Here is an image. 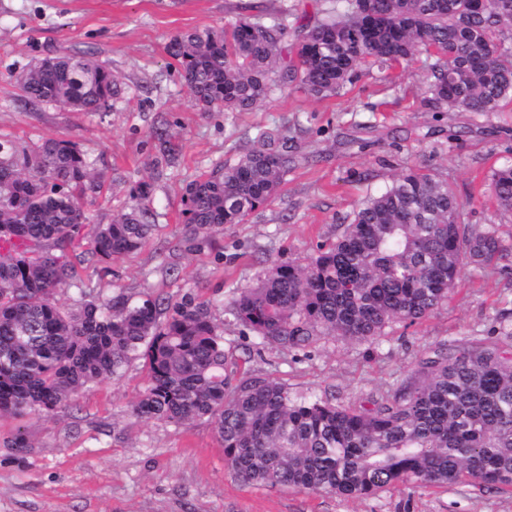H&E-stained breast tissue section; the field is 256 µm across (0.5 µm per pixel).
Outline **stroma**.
I'll return each instance as SVG.
<instances>
[{
    "mask_svg": "<svg viewBox=\"0 0 512 512\" xmlns=\"http://www.w3.org/2000/svg\"><path fill=\"white\" fill-rule=\"evenodd\" d=\"M248 0H0V141L35 148L67 140L101 183L87 200L83 234L123 213L143 182L153 185L156 229L137 253L87 259L81 279L105 294L144 290L179 300L194 290L229 300L274 262L304 265L341 236L355 210L407 169L447 182L466 202L463 223L496 225L512 245V210L492 197L490 174L512 163V102L490 114L434 107L425 55L404 68L361 64L339 95L275 90L249 112L198 111L167 54L171 36L226 28ZM67 47L94 54L121 86L105 113L33 107L19 77L34 60ZM166 124L175 164L155 172L151 132ZM278 128L294 162L279 195L242 224L185 240L181 196L217 163L257 148V132ZM512 316V257L484 269L463 266L447 303L415 324L393 321L380 343L317 337L298 352L257 345L232 324L224 347L238 369L287 384L298 396L368 405L407 376L431 347L498 329ZM148 382L143 360L104 378L53 413L0 419V512H512V491L470 484L345 499L238 480L212 424L137 417ZM22 431L27 445L11 440Z\"/></svg>",
    "mask_w": 512,
    "mask_h": 512,
    "instance_id": "1",
    "label": "stroma"
}]
</instances>
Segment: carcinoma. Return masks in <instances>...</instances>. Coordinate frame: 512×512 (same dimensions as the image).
<instances>
[{"label":"carcinoma","mask_w":512,"mask_h":512,"mask_svg":"<svg viewBox=\"0 0 512 512\" xmlns=\"http://www.w3.org/2000/svg\"><path fill=\"white\" fill-rule=\"evenodd\" d=\"M500 0H334L321 19L299 27L297 62L277 59L288 14H245L227 29H190L167 45L197 108L247 112L275 86L337 94L358 64L432 59L431 101L465 112H494L512 99V27ZM22 91L34 106L107 112L121 94L112 71L69 49L26 70ZM155 163L176 148L153 132ZM262 147L189 182L181 198L186 241L241 224L278 195L293 157L275 129ZM99 183L86 156L66 140L27 151L0 142V417L52 413L80 390L119 375L141 358L148 384L137 415L175 425L206 419L224 461L246 484L343 498L397 488L476 483L512 488V332L494 340L441 344L419 359L371 407H345L293 395L268 376L228 370L223 324L213 304L189 292L170 303L145 294L108 298L78 278L76 250L88 217L84 197ZM499 206L512 210V165L494 171ZM142 183L129 211L97 225L95 255L133 253L155 229ZM448 184L420 170L369 197L342 235L302 267L273 263L258 283L225 305L233 323L261 345L303 350L320 335L377 343L394 320L414 323L448 301L461 268L508 255L493 224L461 222ZM76 287L70 308L53 295Z\"/></svg>","instance_id":"1"}]
</instances>
